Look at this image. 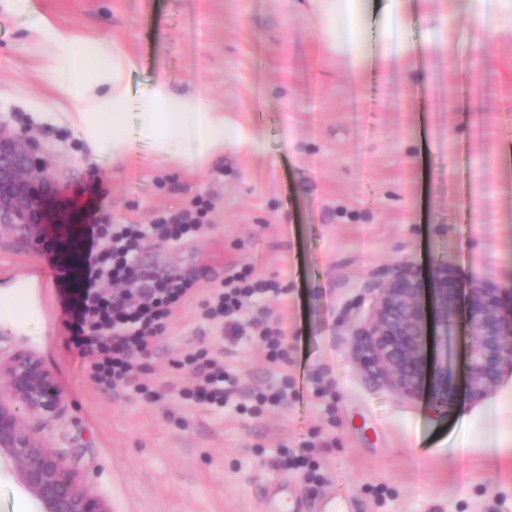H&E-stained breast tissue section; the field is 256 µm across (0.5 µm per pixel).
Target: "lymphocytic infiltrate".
I'll use <instances>...</instances> for the list:
<instances>
[{"instance_id": "f902f5d3", "label": "lymphocytic infiltrate", "mask_w": 512, "mask_h": 512, "mask_svg": "<svg viewBox=\"0 0 512 512\" xmlns=\"http://www.w3.org/2000/svg\"><path fill=\"white\" fill-rule=\"evenodd\" d=\"M89 194L82 237L68 242L44 239L43 255L58 273L59 308L78 355L87 359L98 382L124 385L137 376L140 356L149 354L174 309L193 295L196 283L189 275L160 277L148 272L138 260L141 249L151 239L182 243L200 231L204 212L183 210L149 224L109 226L98 219L102 190L95 187ZM108 283L118 286V294L104 293ZM270 291L268 282L232 277L202 307L208 317L226 319L241 309L244 300ZM193 374V396L224 406L232 380L223 361L212 357L195 363Z\"/></svg>"}]
</instances>
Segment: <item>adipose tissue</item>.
I'll use <instances>...</instances> for the list:
<instances>
[{"label":"adipose tissue","instance_id":"ef3b65f1","mask_svg":"<svg viewBox=\"0 0 512 512\" xmlns=\"http://www.w3.org/2000/svg\"><path fill=\"white\" fill-rule=\"evenodd\" d=\"M406 0H390L376 20L378 41L371 57L362 52L361 0H292L300 14L309 16L317 30L322 50L329 55L347 58L351 70L364 62L387 70L410 57L413 47L399 36L394 19L405 7ZM124 88L120 81L112 83V109L108 112H80L74 122L95 143L112 148L113 158H121L128 149L124 132L126 115L121 110ZM141 132L155 153L170 154L174 141L193 145L191 162L199 163L230 146L248 154L259 148L253 131L215 111L205 97L197 94L173 95L165 78H157L145 102Z\"/></svg>","mask_w":512,"mask_h":512}]
</instances>
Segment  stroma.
Instances as JSON below:
<instances>
[{"instance_id": "35a3bbf8", "label": "stroma", "mask_w": 512, "mask_h": 512, "mask_svg": "<svg viewBox=\"0 0 512 512\" xmlns=\"http://www.w3.org/2000/svg\"><path fill=\"white\" fill-rule=\"evenodd\" d=\"M478 27L469 0L408 5L412 57L356 78L322 56L289 0H0V117L50 158L53 212L84 226L93 180L108 224L214 203L192 241L143 247L142 266L194 274L197 293L137 384L117 388L94 382L71 345L41 251L0 234V286L35 279L38 303L32 323L0 324V350L38 354L65 394L59 417L28 424L112 512H264L276 488L303 512L328 498L337 512H512V377L484 403L467 399L464 317L448 335L457 401L442 414L400 399L351 334L404 260L426 280L446 262L461 289L512 286V37ZM116 53L137 63L122 74L131 147L119 161L73 124L111 111ZM160 75L254 129L260 151L228 148L201 169L155 154L139 114ZM245 268L280 292L247 305L234 340L200 304ZM256 322L280 327L287 361L266 360ZM201 348L236 381L224 408L183 396L181 362ZM284 379L299 398L257 401ZM291 452L308 468H288Z\"/></svg>"}]
</instances>
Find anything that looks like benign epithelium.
I'll return each mask as SVG.
<instances>
[{"mask_svg": "<svg viewBox=\"0 0 512 512\" xmlns=\"http://www.w3.org/2000/svg\"><path fill=\"white\" fill-rule=\"evenodd\" d=\"M60 193L41 145L0 118V229L37 243L46 224L73 226L64 215L51 218ZM505 294L512 297V287L475 283L464 296L474 338L466 387L476 404L492 396L504 376H512V301L504 302ZM458 304L459 290L446 265L435 270L427 289L413 264L403 261L378 289L354 336L400 398H421L428 381L440 406L454 403L448 363L428 362L424 346L427 324L448 329ZM64 402L55 376L36 353L20 349L0 355V471L15 479L37 512H112L107 498L27 424L32 416H58Z\"/></svg>", "mask_w": 512, "mask_h": 512, "instance_id": "obj_1", "label": "benign epithelium"}]
</instances>
